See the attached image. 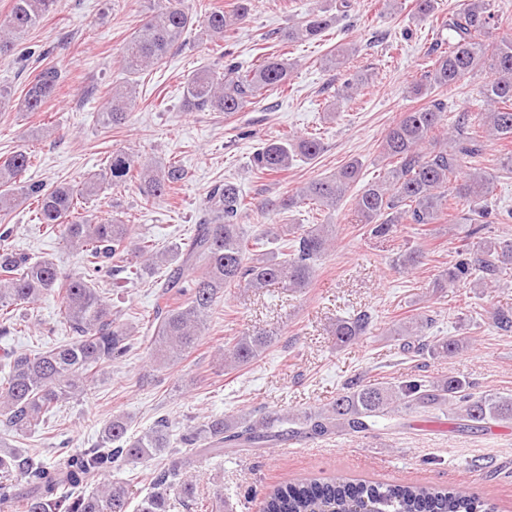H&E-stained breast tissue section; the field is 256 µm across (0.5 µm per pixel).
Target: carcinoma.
<instances>
[{
    "instance_id": "carcinoma-1",
    "label": "carcinoma",
    "mask_w": 512,
    "mask_h": 512,
    "mask_svg": "<svg viewBox=\"0 0 512 512\" xmlns=\"http://www.w3.org/2000/svg\"><path fill=\"white\" fill-rule=\"evenodd\" d=\"M61 0H12L9 15L0 20V54L15 48L24 34L55 12ZM252 0H233L227 10L215 7L201 21L194 20L185 0H158L120 49L125 80L114 86L96 123L105 129L124 126L135 104L137 86L171 51L185 45L193 26L201 37L222 41L250 17ZM331 17L322 8L309 10L305 20L288 29L289 42L319 38ZM501 17L489 0H464L448 13V48L433 50L431 65L411 84V93L428 99L405 112L382 141V177L369 182L354 197L359 222L366 233L385 239L401 224L426 232L434 224H465L456 258L434 275L431 288L441 292L463 283L491 288L512 277V236L492 231L496 207V176L476 164L485 140L512 146V38L490 39ZM356 53V46H337L325 58L328 69H339ZM295 64L280 55L267 56L250 69L235 59L224 60L222 71L203 67L187 78L183 106L196 112L226 116L260 106L265 95L288 87ZM483 72L478 97L462 112L452 111L437 91H451L467 77ZM62 71L46 65L29 82L19 109L38 112L56 94ZM321 151L314 136L277 137L260 144L252 168L261 176H277L297 160H312ZM31 154L19 149L0 161V216L17 207L19 197L37 199L38 223L59 234L82 255L84 272L64 274L50 259H32L12 252L9 231L0 230V339L15 331L17 307L30 306L48 293L57 296L68 326L69 340L46 351L0 349V512H130L131 492L108 481L90 490L91 477L129 463L164 455L170 463L152 473L151 491L136 512H171V493L195 499V457L221 454L236 448H275L297 436L323 438L338 433H363L375 418L400 410L424 413L448 410L464 429L512 423V399L475 392L465 377L433 380L409 378L389 385L362 377L348 381L327 408L236 418L210 416L202 424L173 437L166 417L137 437L128 435L129 419L115 416L104 423L98 444L72 451L64 467H55L35 455L5 450L9 436H26L51 420L66 400L95 384L98 377L141 343L152 372L145 379L180 364L196 348L208 317L230 288L256 290L277 286L286 292L309 287L314 262L336 237L334 224H270L245 234L242 221L248 210L245 196L233 181L217 180L206 192L202 216L194 234L184 242L159 248L136 232L135 225L118 217L93 224L81 216V201L96 196L103 185L135 184L146 207L164 199L183 182L187 172L179 161L146 160L123 149L108 152L102 167L87 174L81 188L65 184L47 187L29 183L24 175ZM361 162L353 160L336 174L313 179L293 193L268 203L279 213L305 206L334 209L361 177ZM273 242L283 251H268ZM123 265L112 261L124 256ZM424 252L408 247L394 263L412 270L423 264ZM110 267L112 287L134 282L166 267L152 316L141 330L121 323L112 303L99 288L97 274ZM433 319L411 316L396 329L403 346L432 358L451 356L470 346L471 337L430 336ZM491 322L501 333L512 332V307L495 308ZM372 316L362 311L336 320V345L346 346L370 332ZM276 333L258 329L235 336L224 346V367H247L271 348ZM20 475V489L14 475ZM263 512H497L494 503L462 486L429 483H384L345 478H301L279 484L264 495Z\"/></svg>"
}]
</instances>
